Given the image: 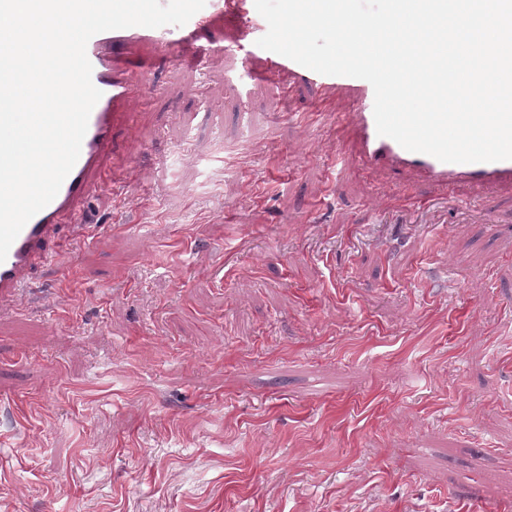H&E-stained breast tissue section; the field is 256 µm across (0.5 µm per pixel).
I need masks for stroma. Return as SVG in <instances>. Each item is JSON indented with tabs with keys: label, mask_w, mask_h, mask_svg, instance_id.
Instances as JSON below:
<instances>
[{
	"label": "stroma",
	"mask_w": 512,
	"mask_h": 512,
	"mask_svg": "<svg viewBox=\"0 0 512 512\" xmlns=\"http://www.w3.org/2000/svg\"><path fill=\"white\" fill-rule=\"evenodd\" d=\"M198 52L153 55L125 196L0 308V512H512V191L405 210L237 20Z\"/></svg>",
	"instance_id": "1"
}]
</instances>
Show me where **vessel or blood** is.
I'll return each instance as SVG.
<instances>
[{
	"label": "vessel or blood",
	"instance_id": "b4317fda",
	"mask_svg": "<svg viewBox=\"0 0 512 512\" xmlns=\"http://www.w3.org/2000/svg\"><path fill=\"white\" fill-rule=\"evenodd\" d=\"M234 17L246 35L260 38L267 23L257 12L254 0H206L184 26L159 28L130 27L94 35L86 47L92 65V81L102 96L92 109L80 155L63 181L56 197L23 227L7 257L0 262V303H8L27 287L31 269L61 252L60 232L71 225L75 235H84L77 204L86 199L98 183L105 179L99 162L112 142L119 119L117 108L133 96L128 76L145 71L149 62L134 59L125 51L135 41L153 45L158 54L181 52L192 55L198 33L217 18ZM275 74L293 82L304 81L320 89L323 100L335 95L350 97L357 109L345 113L343 119L356 132V148L362 164L372 170H395L417 175L439 193L459 185L482 190L512 188V160L497 162L448 163L433 156L404 149L391 138L378 135L374 119V90L363 79L330 76L310 70L295 61L276 54L272 57Z\"/></svg>",
	"mask_w": 512,
	"mask_h": 512
}]
</instances>
